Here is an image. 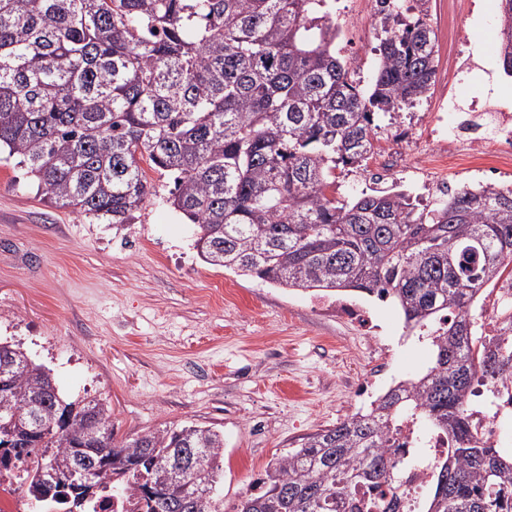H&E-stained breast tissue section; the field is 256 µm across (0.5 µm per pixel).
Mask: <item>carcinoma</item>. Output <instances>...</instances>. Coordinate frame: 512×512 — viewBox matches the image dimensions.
<instances>
[{
  "mask_svg": "<svg viewBox=\"0 0 512 512\" xmlns=\"http://www.w3.org/2000/svg\"><path fill=\"white\" fill-rule=\"evenodd\" d=\"M325 0H0V148L43 199L125 224L153 195L141 161L172 178L164 203L198 226L205 262L297 291L390 298L424 328L433 365L370 407L302 438L250 485L238 512H512V455L471 418L475 382L512 381V338L488 343L473 309L512 265V188L450 189L420 206L401 190L336 194V168L367 170L380 121L414 107L435 77L421 17L381 13L370 89L336 55ZM500 60L512 76V0H501ZM14 387L0 393V465L25 462L28 495L68 512L128 495L142 512H224L193 498L166 464L198 451V482L223 479L224 433L196 424L117 440L101 399L68 400L48 369L0 342ZM94 418L130 467L99 468L91 490L48 494L47 465L83 456ZM448 438L429 466L423 507L399 490L393 433ZM380 493L358 507L361 489Z\"/></svg>",
  "mask_w": 512,
  "mask_h": 512,
  "instance_id": "1",
  "label": "carcinoma"
}]
</instances>
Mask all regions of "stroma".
Returning a JSON list of instances; mask_svg holds the SVG:
<instances>
[{"label":"stroma","instance_id":"obj_1","mask_svg":"<svg viewBox=\"0 0 512 512\" xmlns=\"http://www.w3.org/2000/svg\"><path fill=\"white\" fill-rule=\"evenodd\" d=\"M471 68L457 85L460 111L492 98L512 107V77L498 55L500 0H459ZM375 0H329L338 57L370 87L376 66ZM448 45L436 36V80L410 111L383 120L380 146L402 127L424 132L447 89ZM418 139L401 171L419 190L493 183L512 170L475 166L467 155L430 164ZM155 195L127 224H100L51 205L16 158L0 155V340L46 365L69 399L99 398L116 438L183 424L224 434V512H236L249 483L303 436L336 424L370 394L421 375L428 340L408 335L393 301L365 294L321 297L239 275L201 258L196 225L162 199L173 186L154 169ZM363 309V329L337 315Z\"/></svg>","mask_w":512,"mask_h":512}]
</instances>
